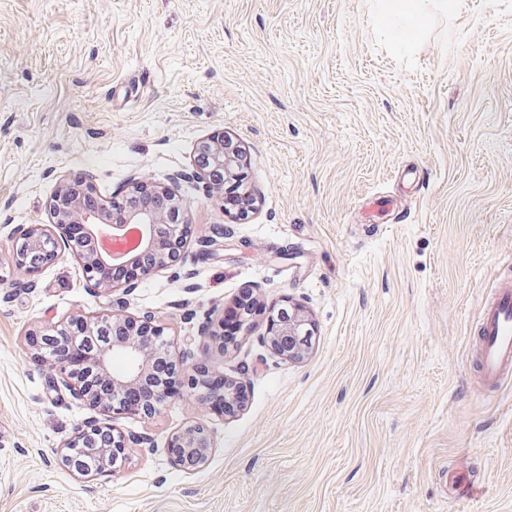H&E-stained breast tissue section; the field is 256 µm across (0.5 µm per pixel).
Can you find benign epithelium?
Instances as JSON below:
<instances>
[{
    "label": "benign epithelium",
    "mask_w": 512,
    "mask_h": 512,
    "mask_svg": "<svg viewBox=\"0 0 512 512\" xmlns=\"http://www.w3.org/2000/svg\"><path fill=\"white\" fill-rule=\"evenodd\" d=\"M198 156L205 158V163L198 162L196 167L207 180V190L222 202H228L224 197V183L214 182L211 173L220 171L226 178L233 176L242 157L241 146L223 134L203 142ZM94 191V176L90 173L62 180L49 203L53 223L29 224L17 229L15 262L35 273L66 246L78 255L90 286L104 289L101 271L113 260L99 247L98 241L107 229L113 237L122 236L127 224L142 229L139 253L130 257L132 261H145L142 278L179 259L184 241L180 221L184 218L185 205L174 193L146 180L137 181L122 198L121 208L114 212L102 203L91 206L86 202ZM71 224L83 227L81 238L72 237ZM76 327L83 333L89 349L90 378L75 373L67 355L69 335ZM262 339L282 358L302 362L315 344L314 323L302 307L288 301L270 312ZM32 348L36 352L42 348L55 350L53 367L68 390L76 398L96 408L102 406L114 415L126 414L129 409L116 403L107 404L99 383H107L114 393L141 387L152 378V368L145 362L149 354L165 361L170 373L188 374L189 385L201 382L195 375L199 368L195 352L187 348L179 356H173L165 328L155 324V316L149 311L135 319L108 315L70 319L33 333ZM119 355L131 360L130 367L121 372L112 369V359ZM107 426L108 423L96 420L84 423L63 444L62 462L81 476L114 472L113 463L116 457H125L128 443L119 432L111 434L109 439H97L95 434ZM170 445L178 449L173 464L189 474L204 467L212 451L211 435L201 425H189L174 432Z\"/></svg>",
    "instance_id": "benign-epithelium-1"
}]
</instances>
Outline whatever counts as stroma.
<instances>
[{"label": "stroma", "mask_w": 512, "mask_h": 512, "mask_svg": "<svg viewBox=\"0 0 512 512\" xmlns=\"http://www.w3.org/2000/svg\"><path fill=\"white\" fill-rule=\"evenodd\" d=\"M221 133L243 148L244 217L195 175ZM86 171L101 203L139 176L185 205L178 262L132 293L86 288L69 249L35 275L14 262L15 228L51 223L58 180ZM496 279H512V0L431 12L405 49L370 0H0V512H512V376L489 386L476 365ZM245 290L258 310L221 346ZM286 300L316 326L300 363L261 341ZM147 310L241 409L185 386L110 417L31 347L74 316ZM92 418L151 441L80 476L58 451ZM190 424L213 450L188 474L168 444Z\"/></svg>", "instance_id": "1"}]
</instances>
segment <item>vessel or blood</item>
<instances>
[{
    "instance_id": "b4317fda",
    "label": "vessel or blood",
    "mask_w": 512,
    "mask_h": 512,
    "mask_svg": "<svg viewBox=\"0 0 512 512\" xmlns=\"http://www.w3.org/2000/svg\"><path fill=\"white\" fill-rule=\"evenodd\" d=\"M479 353L481 375L497 384L512 374V284L496 286L481 314Z\"/></svg>"
}]
</instances>
